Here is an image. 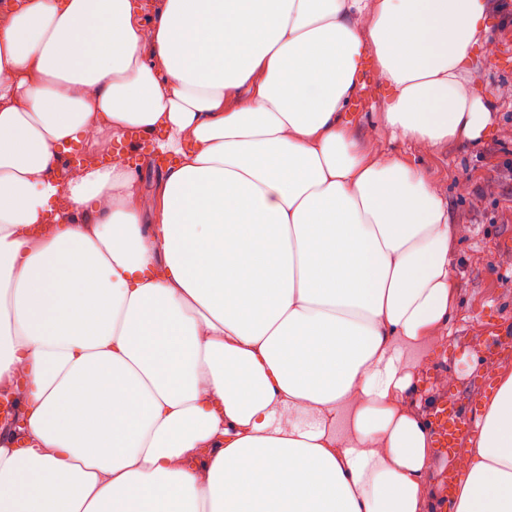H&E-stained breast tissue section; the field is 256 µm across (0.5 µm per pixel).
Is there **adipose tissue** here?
Here are the masks:
<instances>
[{
    "label": "adipose tissue",
    "instance_id": "obj_1",
    "mask_svg": "<svg viewBox=\"0 0 512 512\" xmlns=\"http://www.w3.org/2000/svg\"><path fill=\"white\" fill-rule=\"evenodd\" d=\"M490 9L0 7V512H425L412 352L453 317L459 227L348 111L369 55L392 134L480 139ZM131 130L170 158L152 186L110 158ZM475 423L450 512H512L511 371Z\"/></svg>",
    "mask_w": 512,
    "mask_h": 512
}]
</instances>
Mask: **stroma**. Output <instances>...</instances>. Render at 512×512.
Here are the masks:
<instances>
[{
    "mask_svg": "<svg viewBox=\"0 0 512 512\" xmlns=\"http://www.w3.org/2000/svg\"><path fill=\"white\" fill-rule=\"evenodd\" d=\"M486 40L494 55L478 73L480 90L512 84V65L495 57L512 52V0H493ZM419 166L448 199L452 221L460 228L456 267L455 312L446 334L445 363L430 359L421 366L424 385L417 401L430 404L428 386L441 371L454 385L449 395L482 401L485 365L472 344L485 319L512 322V98L495 102V126L479 142L443 144L417 156Z\"/></svg>",
    "mask_w": 512,
    "mask_h": 512,
    "instance_id": "stroma-1",
    "label": "stroma"
}]
</instances>
